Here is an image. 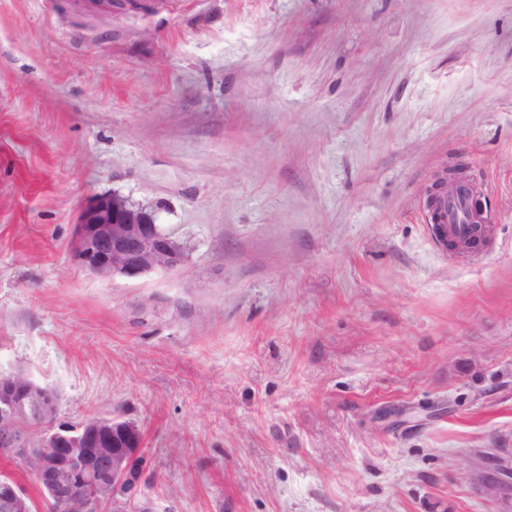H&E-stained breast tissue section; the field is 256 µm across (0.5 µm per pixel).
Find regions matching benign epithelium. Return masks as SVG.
Wrapping results in <instances>:
<instances>
[{
  "instance_id": "obj_1",
  "label": "benign epithelium",
  "mask_w": 512,
  "mask_h": 512,
  "mask_svg": "<svg viewBox=\"0 0 512 512\" xmlns=\"http://www.w3.org/2000/svg\"><path fill=\"white\" fill-rule=\"evenodd\" d=\"M74 257L103 278H137L173 270L186 261L183 246L164 233L152 211L113 194L87 199L76 224ZM58 400L47 386L23 374L0 380V456L20 462L34 477L41 504L17 482L0 481V512H103L102 495L117 491L142 457L138 425L120 416L76 425L56 423ZM41 428L44 444L32 447L19 428ZM464 478L479 494L512 512V462L487 456L486 472Z\"/></svg>"
}]
</instances>
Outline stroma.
Here are the masks:
<instances>
[{"label": "stroma", "mask_w": 512, "mask_h": 512, "mask_svg": "<svg viewBox=\"0 0 512 512\" xmlns=\"http://www.w3.org/2000/svg\"><path fill=\"white\" fill-rule=\"evenodd\" d=\"M464 163L490 226L436 245ZM174 271L72 255L86 199ZM143 433L112 512H497L512 449V0H0V377ZM74 257L91 273L137 278L186 261L183 246L164 233L152 211L113 194L87 199L76 224ZM464 478L476 485L479 494L496 500L500 512L512 511V462L488 455L486 472L479 478L472 469H467Z\"/></svg>", "instance_id": "35a3bbf8"}]
</instances>
